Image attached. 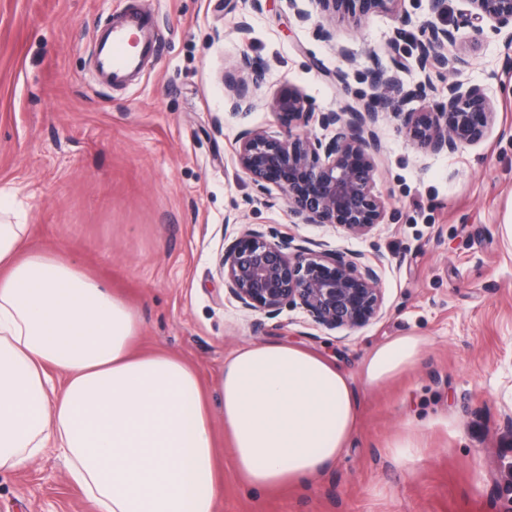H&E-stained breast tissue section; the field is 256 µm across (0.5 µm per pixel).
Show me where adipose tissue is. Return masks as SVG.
<instances>
[{"mask_svg":"<svg viewBox=\"0 0 512 512\" xmlns=\"http://www.w3.org/2000/svg\"><path fill=\"white\" fill-rule=\"evenodd\" d=\"M28 231L0 221V468L54 448L95 512H215L221 444L263 489L303 483L348 447L359 393L332 359L251 344L208 390L179 357L136 353L134 308L76 260L30 248ZM423 344L398 336L376 348L365 384L415 367Z\"/></svg>","mask_w":512,"mask_h":512,"instance_id":"1","label":"adipose tissue"}]
</instances>
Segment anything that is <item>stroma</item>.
Returning a JSON list of instances; mask_svg holds the SVG:
<instances>
[{"instance_id":"1","label":"stroma","mask_w":512,"mask_h":512,"mask_svg":"<svg viewBox=\"0 0 512 512\" xmlns=\"http://www.w3.org/2000/svg\"><path fill=\"white\" fill-rule=\"evenodd\" d=\"M0 0V189L11 222L31 244L82 264L138 312L136 349L166 351L215 386L225 359L251 344L304 346L336 361L358 385L361 416L345 452L297 486L255 490L224 465L217 512H512V246L501 226L512 210V38L463 24L464 0L435 15L431 0L397 12L325 19L316 0ZM151 12L159 48L134 86L101 87L95 35L113 15ZM311 13L300 23L296 9ZM456 29L448 57L459 72L422 68L423 21ZM251 32L241 36L240 22ZM336 33L328 40L326 30ZM357 54L343 62L335 43ZM265 69L256 105L230 110L224 74L240 55ZM405 68L390 91L406 97L430 79L486 88L490 136L454 154H433L383 113L374 172L385 218L367 237L333 224H299L276 186L257 189L236 164L241 130L282 132L273 107L298 89L312 111L373 96L374 68ZM312 240L380 260L382 314L353 330L313 325L303 309L276 318L230 296L217 265L248 230ZM425 341L419 365L376 387L362 383L370 352L397 336ZM412 447H404L405 439ZM0 512H95L53 449L0 470Z\"/></svg>"}]
</instances>
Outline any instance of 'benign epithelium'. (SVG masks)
Instances as JSON below:
<instances>
[{
  "label": "benign epithelium",
  "instance_id": "benign-epithelium-1",
  "mask_svg": "<svg viewBox=\"0 0 512 512\" xmlns=\"http://www.w3.org/2000/svg\"><path fill=\"white\" fill-rule=\"evenodd\" d=\"M400 0H317L324 14L359 11L394 13ZM465 22L475 31L489 27L509 31L512 0H467ZM422 64L448 66L447 45L455 30L431 22L420 26ZM264 70L248 54L224 75L228 101L235 112L255 105ZM384 105L380 95L348 103L334 112L310 111L296 88L282 90L274 100L286 121L317 120L334 134L329 140L287 131L270 134L244 130L238 139L237 166L259 190L276 185L286 196L300 224H336L356 237L369 235L383 220L384 208L374 192L373 172L381 153L376 125ZM406 134L422 148L453 153L473 146L492 132L496 112L485 88L460 81L448 83L446 100L422 112H395ZM224 287L242 307L266 317L286 305L300 306L311 322L328 330L361 328L380 318L383 293L378 265L361 253L271 241L251 230L233 239L219 263Z\"/></svg>",
  "mask_w": 512,
  "mask_h": 512
}]
</instances>
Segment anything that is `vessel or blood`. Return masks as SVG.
I'll use <instances>...</instances> for the list:
<instances>
[{"mask_svg": "<svg viewBox=\"0 0 512 512\" xmlns=\"http://www.w3.org/2000/svg\"><path fill=\"white\" fill-rule=\"evenodd\" d=\"M153 17L125 15L96 38L99 80L107 86L134 84L144 70L146 58L155 50Z\"/></svg>", "mask_w": 512, "mask_h": 512, "instance_id": "1", "label": "vessel or blood"}]
</instances>
